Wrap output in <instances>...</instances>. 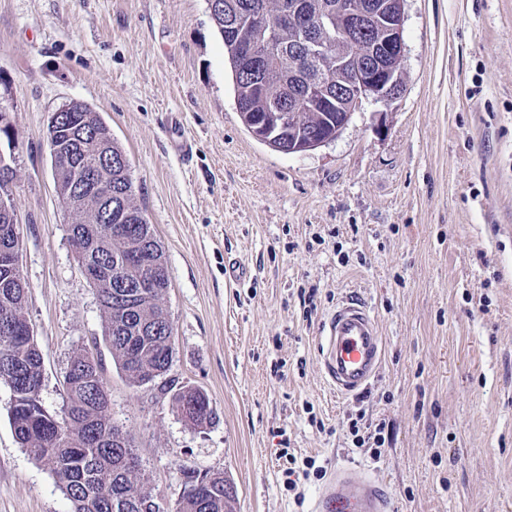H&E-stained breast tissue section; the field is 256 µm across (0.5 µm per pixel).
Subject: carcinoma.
<instances>
[{"instance_id":"carcinoma-1","label":"carcinoma","mask_w":512,"mask_h":512,"mask_svg":"<svg viewBox=\"0 0 512 512\" xmlns=\"http://www.w3.org/2000/svg\"><path fill=\"white\" fill-rule=\"evenodd\" d=\"M339 0H218L210 12L216 32L224 41L240 119L255 134L259 114L286 108L298 112L300 128L324 125L326 113L306 104L307 87L320 74L329 81L330 93H344L355 68L370 58L372 45L385 33L376 16L366 20L347 46L341 65L336 54L310 57L316 46L336 35ZM282 14L306 15L312 28L301 31L293 22H279ZM237 18L247 38L270 57L269 66L255 85L248 62L235 35L228 30L229 17ZM61 133L48 130V144L57 148L61 163L54 164L57 182L73 186L77 161L96 162L99 155H112V220L99 221V201L90 200L72 214L70 239L78 258L90 257L124 274L128 287L138 283L139 261L155 264L156 287L129 303L114 300L117 283L99 289L104 313L103 340L112 360L137 386L152 383L150 372L171 362L172 323L162 306L170 287V275L161 244L145 210L134 201V184L126 154L112 136L110 127L85 104L77 103L60 113ZM16 215L0 213V381L12 391L9 410L17 442L56 478L71 502L72 512H153L156 496L142 474L129 434L109 417V399L102 384V364H92L87 353L70 361L65 375L67 406L59 414L41 404L43 358L25 315L26 283L20 270L4 264L12 253L10 235ZM215 412L208 395L198 393L188 422L195 426L211 422ZM191 491L178 501L176 512H224V473L185 475Z\"/></svg>"}]
</instances>
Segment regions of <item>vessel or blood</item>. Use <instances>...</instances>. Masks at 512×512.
Masks as SVG:
<instances>
[{"label":"vessel or blood","mask_w":512,"mask_h":512,"mask_svg":"<svg viewBox=\"0 0 512 512\" xmlns=\"http://www.w3.org/2000/svg\"><path fill=\"white\" fill-rule=\"evenodd\" d=\"M329 386L347 398L364 392L379 372L384 345L366 305L354 299L339 303L319 338ZM388 504L375 481L361 469H334L320 491L313 512H387Z\"/></svg>","instance_id":"vessel-or-blood-1"}]
</instances>
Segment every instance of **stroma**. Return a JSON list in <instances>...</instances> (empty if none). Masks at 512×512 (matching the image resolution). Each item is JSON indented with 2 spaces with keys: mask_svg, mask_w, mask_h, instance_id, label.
<instances>
[{
  "mask_svg": "<svg viewBox=\"0 0 512 512\" xmlns=\"http://www.w3.org/2000/svg\"><path fill=\"white\" fill-rule=\"evenodd\" d=\"M403 38L389 107L364 104L336 140L284 154L243 126L206 0H0L13 131L0 152L15 170L40 401L64 409L71 357L102 349L110 418L168 507L195 470L225 473L234 512H311L325 479L289 491L293 456L368 469L394 512H512V0H407ZM72 101L111 128L164 251L160 383L131 385L105 352L70 244L48 125ZM230 259L249 267L244 284L226 280ZM348 298L377 320L385 359L341 399L317 338ZM166 382L204 391L214 420L182 419ZM11 398L0 382V512H70L17 443ZM352 414L388 424L380 460L354 447Z\"/></svg>",
  "mask_w": 512,
  "mask_h": 512,
  "instance_id": "35a3bbf8",
  "label": "stroma"
}]
</instances>
